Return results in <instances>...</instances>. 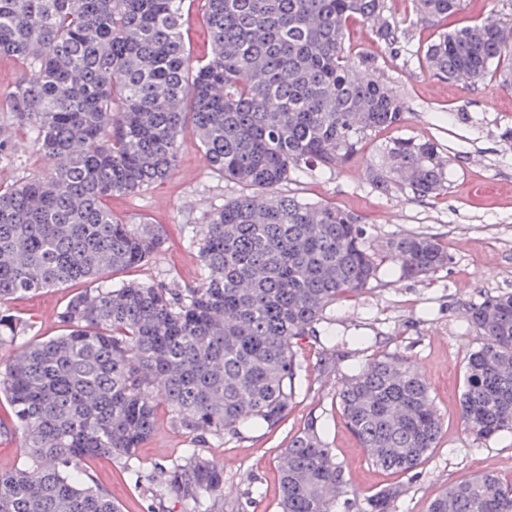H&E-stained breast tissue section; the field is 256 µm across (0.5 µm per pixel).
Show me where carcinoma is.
<instances>
[{
	"instance_id": "cac0c4a2",
	"label": "carcinoma",
	"mask_w": 512,
	"mask_h": 512,
	"mask_svg": "<svg viewBox=\"0 0 512 512\" xmlns=\"http://www.w3.org/2000/svg\"><path fill=\"white\" fill-rule=\"evenodd\" d=\"M212 53L195 60L181 36L184 0H0V55L23 78L0 98V165L26 129L44 172L0 184V345L25 332L8 301L95 282L72 296L63 332L35 340L0 365V394L24 439L20 466L0 471V512H121L90 483L85 463L124 464L166 406L186 429L222 439L272 429L296 396L295 341L319 338L326 307L358 294L386 263L426 276L448 263L427 235L409 234L377 256L361 219L330 203L273 190L291 176L334 169L372 133L405 120L403 98L375 61L347 49L350 24L371 26L394 50L402 32L388 0H206ZM464 0H414L434 21ZM427 68L512 85V26L494 21L442 32ZM210 167L245 193L209 215L190 288L107 283L164 244L152 224H121L106 207L170 178L186 126ZM447 163L431 140L385 145L369 168L383 191L446 190ZM481 342L465 364L464 430L488 440L512 429V294L468 306ZM341 417L375 467L417 468L438 446L442 422L427 381L400 355L368 359L336 392ZM156 496L224 512V467L189 450L160 469ZM280 512H334L350 479L317 420L288 442L278 466ZM399 489L364 512H392ZM429 512H512V482L494 473L446 488Z\"/></svg>"
}]
</instances>
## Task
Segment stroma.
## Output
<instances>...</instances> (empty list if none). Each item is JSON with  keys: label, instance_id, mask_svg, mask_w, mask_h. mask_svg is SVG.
Here are the masks:
<instances>
[{"label": "stroma", "instance_id": "obj_1", "mask_svg": "<svg viewBox=\"0 0 512 512\" xmlns=\"http://www.w3.org/2000/svg\"><path fill=\"white\" fill-rule=\"evenodd\" d=\"M390 14L406 34L404 49L393 52L378 43L365 25L351 27L350 47L374 57L380 76L407 106L405 121L377 132L359 156L334 169L294 175L280 186L311 202L332 203L361 217L365 245L384 253L398 237L424 233L448 251V263L434 274L403 279L383 266L377 282L361 294L329 306L319 325V340L294 345L301 364L297 395L274 429L255 428L216 439L190 432L167 408L157 413L156 429L131 464L102 457L89 463L96 484L122 512H185L183 503L154 499L152 479L162 467L193 448L224 464V512H279L277 464L289 440L310 419H318L336 460L348 473L355 508L337 502L336 512H364L368 496L390 486L401 492L393 512H427L449 484L478 472L512 481V429L487 441L465 433L460 418L465 363L480 342L466 309L485 297L512 292V143L501 134L512 127V90L497 77L469 84L428 72L423 49L437 31H450L487 19L512 21V0H465L462 10L437 24L420 22L413 0H389ZM205 0H188L183 37L191 56L211 54ZM397 137L436 142L449 157L447 190L420 197L405 185L377 189L366 166L378 160L382 145ZM238 185L207 163L192 132L183 135L178 170L168 180L134 197L115 196L106 204L126 224H153L165 237L163 248L123 279L162 282L188 288L201 282V231L208 215L238 196ZM77 286L52 288L12 300L9 311L33 339L57 335V315ZM395 353L414 361L426 375L443 433L427 460L407 474L373 467L344 425L334 391L356 373L366 358ZM11 408L0 394V470L20 465L23 437Z\"/></svg>", "mask_w": 512, "mask_h": 512}]
</instances>
